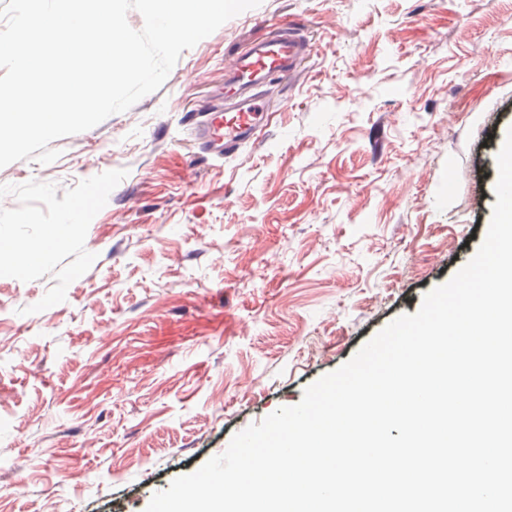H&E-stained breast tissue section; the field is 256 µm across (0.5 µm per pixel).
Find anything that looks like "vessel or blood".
<instances>
[{
	"label": "vessel or blood",
	"mask_w": 512,
	"mask_h": 512,
	"mask_svg": "<svg viewBox=\"0 0 512 512\" xmlns=\"http://www.w3.org/2000/svg\"><path fill=\"white\" fill-rule=\"evenodd\" d=\"M309 52L308 43L291 27L233 51L224 69L225 103L203 113L195 123V135L204 152L212 158H224L256 142L264 115L260 86L297 73Z\"/></svg>",
	"instance_id": "1"
}]
</instances>
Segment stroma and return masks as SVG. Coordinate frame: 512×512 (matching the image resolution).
<instances>
[{
    "mask_svg": "<svg viewBox=\"0 0 512 512\" xmlns=\"http://www.w3.org/2000/svg\"><path fill=\"white\" fill-rule=\"evenodd\" d=\"M282 26L311 51L259 145L204 158L226 48ZM511 131L512 0H262L54 162L0 167L1 235L76 224L0 271V512H146L298 404L472 259Z\"/></svg>",
    "mask_w": 512,
    "mask_h": 512,
    "instance_id": "1",
    "label": "stroma"
}]
</instances>
